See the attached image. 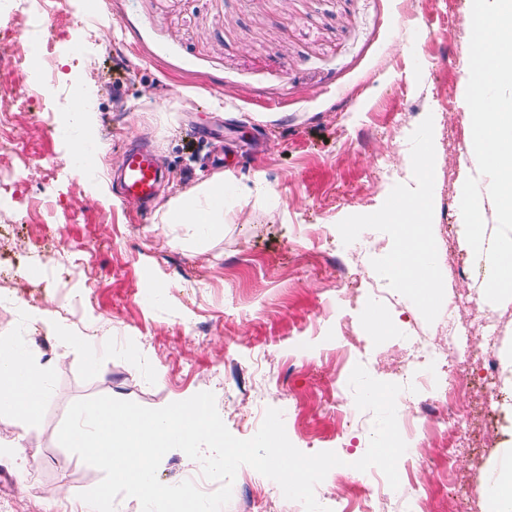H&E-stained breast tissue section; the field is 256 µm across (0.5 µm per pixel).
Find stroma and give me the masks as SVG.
Instances as JSON below:
<instances>
[{"label":"stroma","mask_w":512,"mask_h":512,"mask_svg":"<svg viewBox=\"0 0 512 512\" xmlns=\"http://www.w3.org/2000/svg\"><path fill=\"white\" fill-rule=\"evenodd\" d=\"M55 77L33 85L15 59L30 52L18 11H0V339L28 348L50 369L37 416L0 417V444L25 435L29 463L0 458V512H63L102 472L69 452L58 432L72 403L106 395L157 409L212 392L230 433L281 410L291 443L306 454L363 457L373 424L342 430L335 402L354 407L349 377L363 364L380 381L407 355L412 332L466 321L473 309L505 317L496 344L512 357V299L484 295L486 257L463 245L453 195L478 173L469 82L472 0H45ZM92 102L94 178L76 176L72 144L56 134L76 94ZM150 141L164 174L139 209L116 179L127 148ZM429 167H422V158ZM401 170L398 180L383 167ZM208 180L224 183V224L203 244L166 224L173 197ZM425 197L423 237L438 257L439 299L424 305L397 287L387 265L400 232L381 217L397 201ZM183 246H175L174 238ZM362 261L353 251L366 238ZM39 253L42 276L30 278ZM470 269L446 273L445 253ZM372 270L385 300L362 283ZM377 309L394 324L370 330ZM349 317L364 348L332 335ZM449 456L436 428L408 438L419 462L391 491L389 512H486L469 490L485 482L512 440V387ZM159 480L218 489L200 462L169 451ZM302 512L276 482L241 466L222 512Z\"/></svg>","instance_id":"obj_1"}]
</instances>
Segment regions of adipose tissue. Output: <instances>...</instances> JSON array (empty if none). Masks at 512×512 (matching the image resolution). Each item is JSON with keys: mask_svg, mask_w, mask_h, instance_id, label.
<instances>
[{"mask_svg": "<svg viewBox=\"0 0 512 512\" xmlns=\"http://www.w3.org/2000/svg\"><path fill=\"white\" fill-rule=\"evenodd\" d=\"M217 186L206 182L199 185L189 196L173 199L168 209L180 213L181 223L192 225L197 233L208 235L224 222V203L216 198ZM424 206L420 203L408 205L405 212L388 211L384 219L400 228L405 239L404 246L396 253L390 264L392 279L402 287L411 280H420L428 294L437 293V280L430 265L423 261L418 245L424 228ZM50 393L47 369L38 367L31 353H22L10 344L0 345V400L12 403L11 417L29 419L35 417Z\"/></svg>", "mask_w": 512, "mask_h": 512, "instance_id": "1", "label": "adipose tissue"}]
</instances>
